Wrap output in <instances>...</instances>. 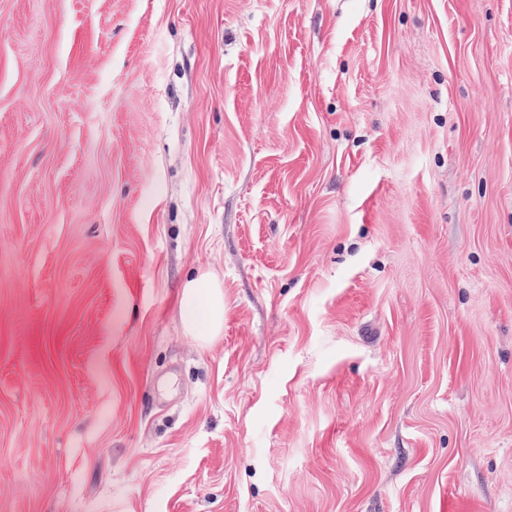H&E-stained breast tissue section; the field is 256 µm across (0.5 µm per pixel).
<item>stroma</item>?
Returning a JSON list of instances; mask_svg holds the SVG:
<instances>
[{"mask_svg":"<svg viewBox=\"0 0 512 512\" xmlns=\"http://www.w3.org/2000/svg\"><path fill=\"white\" fill-rule=\"evenodd\" d=\"M0 512H512V0H0ZM179 311L186 332L208 344L224 328V289L218 282L199 274L184 284Z\"/></svg>","mask_w":512,"mask_h":512,"instance_id":"stroma-1","label":"stroma"}]
</instances>
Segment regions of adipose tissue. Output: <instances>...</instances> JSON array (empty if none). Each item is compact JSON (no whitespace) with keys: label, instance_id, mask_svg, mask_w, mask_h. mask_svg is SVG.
Instances as JSON below:
<instances>
[{"label":"adipose tissue","instance_id":"1","mask_svg":"<svg viewBox=\"0 0 512 512\" xmlns=\"http://www.w3.org/2000/svg\"><path fill=\"white\" fill-rule=\"evenodd\" d=\"M179 311L187 333L210 343L224 328V290L205 275L188 280L180 293Z\"/></svg>","mask_w":512,"mask_h":512}]
</instances>
